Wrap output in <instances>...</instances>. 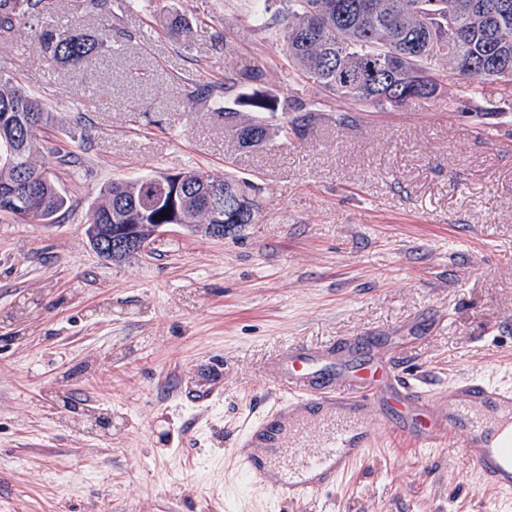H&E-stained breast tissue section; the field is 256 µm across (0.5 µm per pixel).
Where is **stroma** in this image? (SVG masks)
Wrapping results in <instances>:
<instances>
[{"label":"stroma","mask_w":512,"mask_h":512,"mask_svg":"<svg viewBox=\"0 0 512 512\" xmlns=\"http://www.w3.org/2000/svg\"><path fill=\"white\" fill-rule=\"evenodd\" d=\"M250 0H142L105 21L43 0L0 40V75L47 105L36 163L69 207L54 222L0 214V512H512L449 435L419 448L377 432L321 495L285 504L252 486L229 449L275 388L263 363L288 343L351 341L398 354L434 399L463 376L512 383V92L357 105L288 79ZM203 17L227 51L171 14ZM81 24L99 56L70 70L35 47ZM260 89L321 104L303 136L240 151L204 93L243 58ZM203 171L261 187L253 223L217 238L172 226L152 251L101 258L86 229L116 179ZM224 364V397L184 401V381Z\"/></svg>","instance_id":"stroma-1"}]
</instances>
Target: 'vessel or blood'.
Returning <instances> with one entry per match:
<instances>
[{
	"instance_id": "vessel-or-blood-1",
	"label": "vessel or blood",
	"mask_w": 512,
	"mask_h": 512,
	"mask_svg": "<svg viewBox=\"0 0 512 512\" xmlns=\"http://www.w3.org/2000/svg\"><path fill=\"white\" fill-rule=\"evenodd\" d=\"M391 359L365 356L326 342L293 341L268 361L264 372L278 392L268 412L236 440L232 454L253 483L281 501H300L336 486L371 442L365 426L374 417L380 428L421 447L438 446L458 434L466 459L483 485L512 497V385L466 378L448 387V413L438 415L429 396L399 383L400 405L415 420L398 417L382 387ZM224 394V366L212 364L195 377L189 400L211 403Z\"/></svg>"
}]
</instances>
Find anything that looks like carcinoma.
<instances>
[{
    "instance_id": "carcinoma-1",
    "label": "carcinoma",
    "mask_w": 512,
    "mask_h": 512,
    "mask_svg": "<svg viewBox=\"0 0 512 512\" xmlns=\"http://www.w3.org/2000/svg\"><path fill=\"white\" fill-rule=\"evenodd\" d=\"M487 0H253L249 15L260 31L278 29L288 57V76L308 80L346 102L380 108L444 95L440 64L448 62L453 86L477 94V82L512 88V0L487 10ZM42 0H0V37L8 38L41 10ZM173 36L192 32V22L173 15ZM36 48L47 60L76 67L95 51L91 36L77 26H46ZM239 75L258 81L261 67L239 63ZM256 110L282 109L284 120L271 129L241 120L236 109L220 106L224 125L247 151L263 148L274 136H298L321 111L294 100L278 105L265 97L244 99ZM43 102L11 78L0 76V209L22 219L45 222L68 207L52 176L33 161L43 144L37 129L48 125ZM89 217L98 235L116 224H132L142 238L156 224H251L257 204L234 180H214L201 171L165 173L112 182ZM168 217H163L162 213Z\"/></svg>"
}]
</instances>
